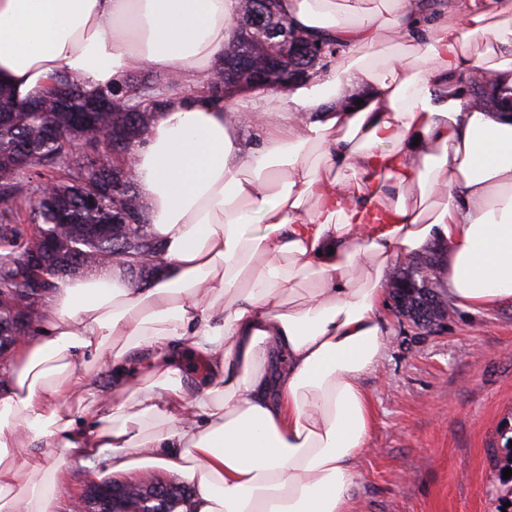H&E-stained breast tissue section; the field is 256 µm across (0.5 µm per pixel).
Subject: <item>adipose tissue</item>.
<instances>
[{
    "label": "adipose tissue",
    "mask_w": 512,
    "mask_h": 512,
    "mask_svg": "<svg viewBox=\"0 0 512 512\" xmlns=\"http://www.w3.org/2000/svg\"><path fill=\"white\" fill-rule=\"evenodd\" d=\"M239 0H0V84L41 95L62 69L88 92L131 66L176 74L131 174L166 261L141 288L123 263L59 282L0 392V512H61L75 465L97 481L167 473L188 512H349L373 426L362 378L380 359L381 301L400 256L447 245L449 294L512 300V118L467 107L461 81L491 43L512 84V0H280L337 54L288 92L206 87ZM423 66L366 52L387 26ZM260 146H245L244 116ZM321 156L305 161L307 147ZM260 234H247L254 217ZM314 287H305V280ZM202 368L187 389L175 354ZM139 357L136 383L78 360ZM88 403L90 418L75 414Z\"/></svg>",
    "instance_id": "obj_1"
}]
</instances>
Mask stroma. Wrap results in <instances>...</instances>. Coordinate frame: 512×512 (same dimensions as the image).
I'll list each match as a JSON object with an SVG mask.
<instances>
[{"mask_svg":"<svg viewBox=\"0 0 512 512\" xmlns=\"http://www.w3.org/2000/svg\"><path fill=\"white\" fill-rule=\"evenodd\" d=\"M386 347L362 384L374 423L353 512H512V300L414 324L385 295Z\"/></svg>","mask_w":512,"mask_h":512,"instance_id":"stroma-1","label":"stroma"}]
</instances>
